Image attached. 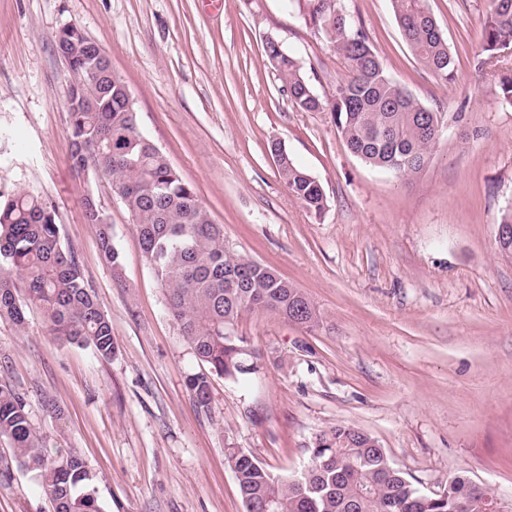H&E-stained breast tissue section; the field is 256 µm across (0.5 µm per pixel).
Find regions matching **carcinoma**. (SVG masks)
Returning <instances> with one entry per match:
<instances>
[{
    "mask_svg": "<svg viewBox=\"0 0 512 512\" xmlns=\"http://www.w3.org/2000/svg\"><path fill=\"white\" fill-rule=\"evenodd\" d=\"M298 21L342 59L345 79L329 100L312 89L296 57L271 47L267 65L302 112L329 110L347 148L368 165L403 178L418 174L439 138L445 113L423 106L386 71L361 21L339 0H285ZM407 45L419 62L448 82L456 73L448 41L427 0H391ZM483 51L494 57L512 47V0H486ZM120 77L112 88L79 84L76 98L94 112L67 113L73 166L112 177V188L130 214L146 263L160 280L167 312L204 370L186 379L196 404L205 409L213 376L237 379L256 364L233 329L248 312H268L313 328L319 313L308 297L271 268L224 246V226L211 220L194 188L126 111ZM288 190L309 210L324 211L321 183L291 156L279 164ZM85 217L115 280L123 258L112 243V222L91 191ZM38 309L61 342L89 346L103 359L117 349L112 324L86 280L75 246L64 241L52 200L24 190L0 192V316L18 326ZM0 438L10 441L18 466L34 471L54 512H104L82 457L48 448L33 429L25 397L0 384ZM245 512L258 504L267 512H478L470 478L448 480L442 497L410 481L366 431L338 425L317 437L310 463L296 475L272 472L253 456L229 448Z\"/></svg>",
    "mask_w": 512,
    "mask_h": 512,
    "instance_id": "1",
    "label": "carcinoma"
}]
</instances>
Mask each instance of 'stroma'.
<instances>
[{"mask_svg":"<svg viewBox=\"0 0 512 512\" xmlns=\"http://www.w3.org/2000/svg\"><path fill=\"white\" fill-rule=\"evenodd\" d=\"M341 3L389 74L448 115L413 178L353 155L331 112L292 106L265 63L266 38L301 60L321 98L345 69L283 0H0V190L55 203L117 343L103 359L61 343L38 312L22 328L0 317V383L26 394L48 447L82 455L105 512H245L226 448L290 476L340 424L371 434L425 492L463 473L512 512V258L496 242L512 206V104L497 93L512 52H483V0H429L456 61L446 83L416 59L389 0ZM72 24L108 52L140 130L223 225L226 246L273 268L321 315L311 329L244 314L234 332L258 368L213 377L208 409L186 387L202 366L111 177L87 183L71 166L69 73L54 35ZM275 140L321 183L322 214L288 191ZM89 192L111 217L121 281L85 220ZM0 512L53 507L35 473L17 468L0 484Z\"/></svg>","mask_w":512,"mask_h":512,"instance_id":"1","label":"stroma"}]
</instances>
